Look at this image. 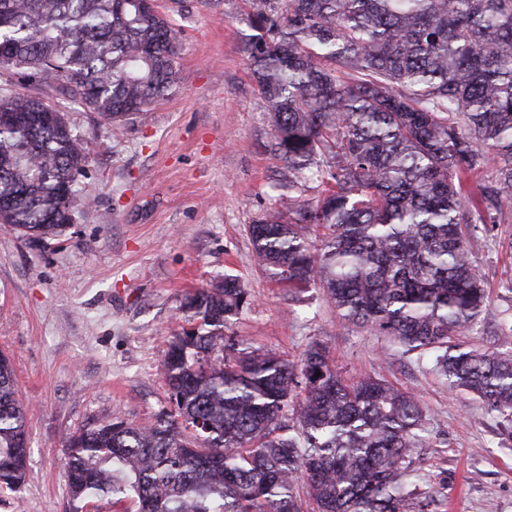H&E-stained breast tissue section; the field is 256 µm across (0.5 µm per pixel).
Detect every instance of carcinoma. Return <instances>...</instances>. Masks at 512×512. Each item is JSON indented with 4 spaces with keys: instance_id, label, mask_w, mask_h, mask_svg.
<instances>
[{
    "instance_id": "cac0c4a2",
    "label": "carcinoma",
    "mask_w": 512,
    "mask_h": 512,
    "mask_svg": "<svg viewBox=\"0 0 512 512\" xmlns=\"http://www.w3.org/2000/svg\"><path fill=\"white\" fill-rule=\"evenodd\" d=\"M242 52L288 170L323 185L249 232L261 267L314 286L347 323L482 403L512 438V336L460 340L487 311L475 225L512 209V0H247ZM181 32L148 0H0V224L61 235L83 198L85 143L50 100L117 127L176 87ZM25 74L30 92L10 76ZM251 305L230 275L184 302L169 341L170 410L66 436L71 497L137 512H425L410 488L417 398L348 380L314 342L300 359L251 350L224 324ZM320 376H315V373ZM27 426L0 353V490L27 474Z\"/></svg>"
}]
</instances>
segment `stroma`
I'll list each match as a JSON object with an SVG mask.
<instances>
[{
  "label": "stroma",
  "mask_w": 512,
  "mask_h": 512,
  "mask_svg": "<svg viewBox=\"0 0 512 512\" xmlns=\"http://www.w3.org/2000/svg\"><path fill=\"white\" fill-rule=\"evenodd\" d=\"M182 31L178 85L148 124L114 131L65 96L56 102L85 141L76 205L61 236L37 240L0 225V352L26 412L27 479L0 491V512H75L64 436L121 417L142 423L169 409L162 363L189 328L183 303L224 275L252 304L225 335L298 359L323 343L344 376L378 374L425 409L424 446L410 478L434 512H512V439L469 396L386 337L346 325L322 289L289 305L260 267L249 232L274 207L288 165L269 145L265 104L241 44L245 0H156ZM490 306L466 338L494 351L512 322V220L472 241Z\"/></svg>",
  "instance_id": "stroma-1"
}]
</instances>
